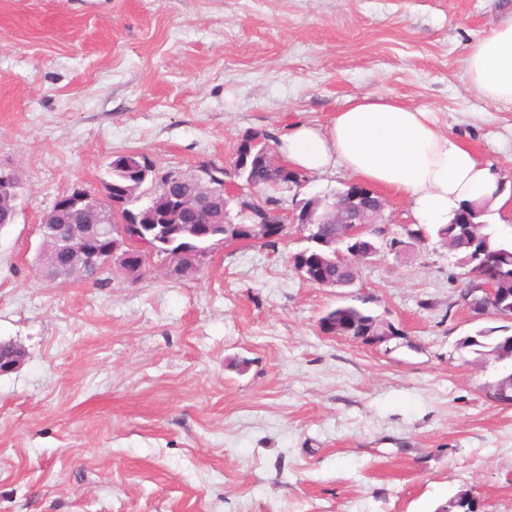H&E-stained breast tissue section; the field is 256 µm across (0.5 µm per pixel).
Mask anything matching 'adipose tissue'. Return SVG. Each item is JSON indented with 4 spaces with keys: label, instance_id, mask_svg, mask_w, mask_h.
Listing matches in <instances>:
<instances>
[{
    "label": "adipose tissue",
    "instance_id": "obj_1",
    "mask_svg": "<svg viewBox=\"0 0 512 512\" xmlns=\"http://www.w3.org/2000/svg\"><path fill=\"white\" fill-rule=\"evenodd\" d=\"M463 68L485 101L512 102V17L470 43ZM278 151L290 168L324 174L341 166L403 196L424 226L447 223L467 201L504 202L490 165L444 131L433 112L387 95L351 97L324 126L291 124Z\"/></svg>",
    "mask_w": 512,
    "mask_h": 512
}]
</instances>
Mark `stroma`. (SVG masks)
Listing matches in <instances>:
<instances>
[{
  "mask_svg": "<svg viewBox=\"0 0 512 512\" xmlns=\"http://www.w3.org/2000/svg\"><path fill=\"white\" fill-rule=\"evenodd\" d=\"M512 0H0V164L22 180L0 229V512H437L468 492L512 512L502 364L459 343L512 321L470 314L436 238L360 261L350 288L303 280L277 249L217 246L198 272L47 281L40 225L63 192L99 193L133 151L189 173L239 143L328 123L391 95L498 172L512 199V103L466 83L469 43ZM307 175L296 197L351 182ZM352 304L403 338L320 329Z\"/></svg>",
  "mask_w": 512,
  "mask_h": 512,
  "instance_id": "35a3bbf8",
  "label": "stroma"
}]
</instances>
